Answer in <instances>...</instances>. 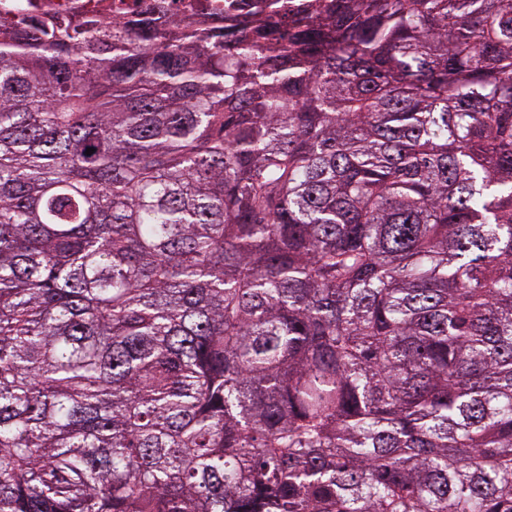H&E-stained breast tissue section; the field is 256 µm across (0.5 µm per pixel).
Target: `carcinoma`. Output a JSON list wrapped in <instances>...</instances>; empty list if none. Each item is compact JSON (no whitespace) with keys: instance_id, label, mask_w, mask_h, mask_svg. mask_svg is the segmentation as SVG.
<instances>
[{"instance_id":"cac0c4a2","label":"carcinoma","mask_w":512,"mask_h":512,"mask_svg":"<svg viewBox=\"0 0 512 512\" xmlns=\"http://www.w3.org/2000/svg\"><path fill=\"white\" fill-rule=\"evenodd\" d=\"M0 512H512V0L0 12Z\"/></svg>"}]
</instances>
